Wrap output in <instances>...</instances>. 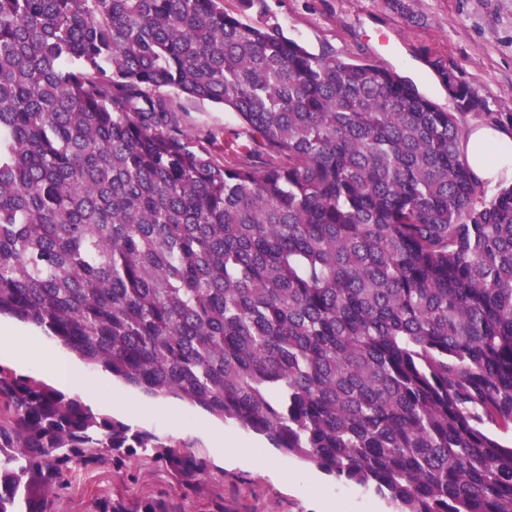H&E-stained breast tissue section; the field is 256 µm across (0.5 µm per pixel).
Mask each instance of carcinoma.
I'll use <instances>...</instances> for the list:
<instances>
[{"label": "carcinoma", "instance_id": "cac0c4a2", "mask_svg": "<svg viewBox=\"0 0 512 512\" xmlns=\"http://www.w3.org/2000/svg\"><path fill=\"white\" fill-rule=\"evenodd\" d=\"M240 3L0 0V315L400 512H512V184L461 154L478 96L436 62L441 108ZM164 89L285 162L216 163ZM138 453L208 469L0 366V512Z\"/></svg>", "mask_w": 512, "mask_h": 512}]
</instances>
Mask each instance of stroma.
<instances>
[{"mask_svg":"<svg viewBox=\"0 0 512 512\" xmlns=\"http://www.w3.org/2000/svg\"><path fill=\"white\" fill-rule=\"evenodd\" d=\"M288 36L311 53L332 49L341 59L369 62L412 81L420 92L449 106L448 93L431 67L440 62L457 71L483 103L468 113L466 127L485 123L487 113H512V0H266ZM175 122L194 142L226 166H264L270 157L258 147L239 116L208 101L173 95ZM113 394L141 403L139 411L113 409L110 396L89 402L96 413L113 415L150 431L161 442H180L206 458L208 469L192 488L183 486L160 463L142 456L123 468L104 463L76 469L56 512H95L99 497L113 495L135 503L146 495L165 498L173 512H395L373 489L336 479L302 460L276 450L262 436L179 401L180 426L156 414L157 396L119 379ZM253 446L252 455L231 457L213 447L198 430L200 422ZM266 466H259V459ZM287 477H280V470Z\"/></svg>","mask_w":512,"mask_h":512,"instance_id":"obj_1","label":"stroma"}]
</instances>
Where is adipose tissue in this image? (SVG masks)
Returning a JSON list of instances; mask_svg holds the SVG:
<instances>
[{"label":"adipose tissue","instance_id":"1","mask_svg":"<svg viewBox=\"0 0 512 512\" xmlns=\"http://www.w3.org/2000/svg\"><path fill=\"white\" fill-rule=\"evenodd\" d=\"M476 177L490 185L512 177V131L494 126L472 128L462 143Z\"/></svg>","mask_w":512,"mask_h":512}]
</instances>
